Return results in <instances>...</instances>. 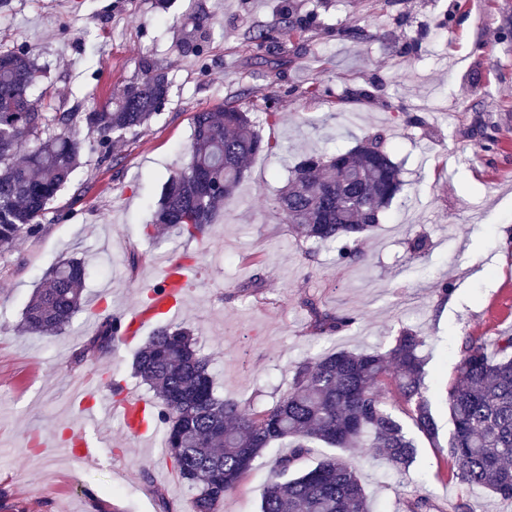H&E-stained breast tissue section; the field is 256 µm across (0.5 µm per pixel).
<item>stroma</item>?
Masks as SVG:
<instances>
[{"mask_svg": "<svg viewBox=\"0 0 512 512\" xmlns=\"http://www.w3.org/2000/svg\"><path fill=\"white\" fill-rule=\"evenodd\" d=\"M155 2L12 0L0 11V50H30L40 69L32 94L52 107H111L147 61L170 83L151 123L116 141L108 160L84 154L40 232L0 255V512H159L163 499L187 512L191 493L172 473L163 431L131 438L116 417L83 428L76 401L108 395L114 381L151 400L133 361L158 325L189 324L216 394L257 408L275 404L303 359L386 350L413 330L443 436L465 339L490 346L512 333V0H293L296 15L316 17L301 40L279 30L284 0H169L163 12ZM357 28L369 39L352 38ZM266 30L273 42L259 43ZM315 84L322 96L310 94ZM366 88L371 98H350ZM225 104L255 112L273 153L253 160L203 236L146 238L164 183L188 161L195 113ZM481 124L493 141L473 137ZM373 134L404 185L359 259L297 239L276 207L291 167ZM419 234L420 254L408 245ZM186 253L196 262L178 311L83 356L98 317L128 314L162 261ZM69 255L95 271L84 310L61 333L17 335L43 273ZM314 306L354 322L315 332ZM81 430L106 448L87 467L26 446ZM289 449L286 439L266 448L216 512H259ZM345 456L372 512H406L419 496L441 512H512V502L461 483L446 449L428 442L403 475L371 448Z\"/></svg>", "mask_w": 512, "mask_h": 512, "instance_id": "35a3bbf8", "label": "stroma"}]
</instances>
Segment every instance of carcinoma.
<instances>
[{"label":"carcinoma","instance_id":"carcinoma-1","mask_svg":"<svg viewBox=\"0 0 512 512\" xmlns=\"http://www.w3.org/2000/svg\"><path fill=\"white\" fill-rule=\"evenodd\" d=\"M284 33L301 38L315 17L284 15ZM38 68L29 51H0V253L22 236L38 233L40 220L71 180L84 149L110 155L114 138L148 125L167 99V77L151 65L127 87L112 110L46 112L29 90ZM98 143L79 137L80 126ZM28 144L15 160L21 143ZM271 149L255 130L250 112L226 105L195 113L189 161L165 182L146 235L160 231L194 238L213 223L244 178L249 161ZM400 168L377 139L333 155H308L292 170L277 208L292 232L320 245H340L343 258L359 256L358 245L379 224L380 214L400 191ZM88 268L67 257L49 268L29 300L16 332L56 334L83 303ZM314 328L337 332L353 323L308 303ZM121 319L106 316L83 354L108 352L123 341ZM191 330L163 325L140 348L135 373L161 400L172 469L195 491L191 512H216V505L240 486L255 459L272 442L289 438L292 448L277 461L288 479L267 486L260 512H371L352 463L327 456L294 474L308 453V441L330 448H374L404 474L417 459L414 437L383 399L398 394L415 428L432 445L438 426L425 396L423 337L406 330L386 351L339 350L306 358L271 408L256 411L214 393L210 361L196 347ZM498 356L485 343L468 339L461 348L457 377L448 385L452 430L448 457L457 478L512 501V335L497 339Z\"/></svg>","mask_w":512,"mask_h":512}]
</instances>
